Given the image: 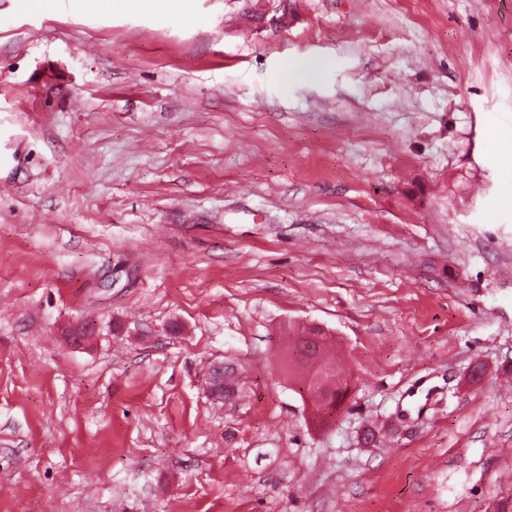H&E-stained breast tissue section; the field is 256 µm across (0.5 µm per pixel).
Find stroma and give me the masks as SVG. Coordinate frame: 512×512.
Here are the masks:
<instances>
[{
  "label": "stroma",
  "instance_id": "35a3bbf8",
  "mask_svg": "<svg viewBox=\"0 0 512 512\" xmlns=\"http://www.w3.org/2000/svg\"><path fill=\"white\" fill-rule=\"evenodd\" d=\"M510 153L512 0H0V512H492ZM323 340L321 348L322 357L319 354V358L329 369L330 374L322 385L317 386L316 389L310 386L308 389V395L313 400L316 410L335 407L336 402L348 389V381L343 376V369L336 364V358L325 356L327 338Z\"/></svg>",
  "mask_w": 512,
  "mask_h": 512
}]
</instances>
